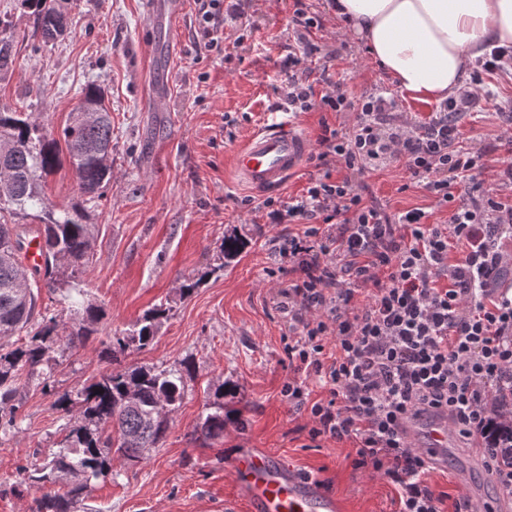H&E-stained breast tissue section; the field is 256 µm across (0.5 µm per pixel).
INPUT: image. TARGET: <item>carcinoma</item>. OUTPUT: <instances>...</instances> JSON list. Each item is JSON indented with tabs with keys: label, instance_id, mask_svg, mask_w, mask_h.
I'll use <instances>...</instances> for the list:
<instances>
[{
	"label": "carcinoma",
	"instance_id": "cac0c4a2",
	"mask_svg": "<svg viewBox=\"0 0 512 512\" xmlns=\"http://www.w3.org/2000/svg\"><path fill=\"white\" fill-rule=\"evenodd\" d=\"M35 8L37 25L46 39L63 34V13L55 0H22ZM83 101L71 113L62 130V140L32 119L27 112L0 111V339L25 335V341L11 349L0 346V430L16 426L12 404L24 371L59 364L64 348L78 338L99 333L100 310L76 299L82 295L81 275L90 260L95 225L86 223L80 208L56 211L47 206L45 179L60 166V151L66 149L78 177L81 195L93 202L112 180V116L103 105L100 90L90 85L82 91ZM65 147H60V144ZM37 211V234L44 256L42 269L29 275L18 253L22 250L19 230L8 218L26 217ZM245 241L224 238L219 251L225 260L237 257ZM61 292L72 313V324L39 309L41 287ZM169 309L162 306L144 313L135 329L110 339L112 359L132 349L148 347L159 332ZM192 360L183 358L162 369L135 366L103 371L92 383L65 393L58 407L70 417L71 429L58 449L34 469L31 480L39 484H61L63 494L45 493L36 500L33 512H73L83 499L91 480L108 473L112 454L129 460L140 459L164 438L169 415L184 397V376L191 373ZM237 387L218 385L216 400L210 403L201 433L206 438L224 434L234 415H224V397L235 396Z\"/></svg>",
	"mask_w": 512,
	"mask_h": 512
}]
</instances>
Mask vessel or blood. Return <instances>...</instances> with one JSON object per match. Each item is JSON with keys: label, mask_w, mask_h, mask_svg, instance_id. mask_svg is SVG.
I'll use <instances>...</instances> for the list:
<instances>
[{"label": "vessel or blood", "mask_w": 512, "mask_h": 512, "mask_svg": "<svg viewBox=\"0 0 512 512\" xmlns=\"http://www.w3.org/2000/svg\"><path fill=\"white\" fill-rule=\"evenodd\" d=\"M182 0H149L146 11L150 27L163 26L179 14ZM309 150L304 136L290 127L265 128L253 135L233 156L237 176L257 190H276L298 169ZM407 432L420 451L430 454L436 467H443L454 444L448 420L428 415L413 420ZM238 499L224 502V512H236L245 501L250 512H343L341 499L319 484L297 475L274 453L260 449L245 452L225 469Z\"/></svg>", "instance_id": "b4317fda"}]
</instances>
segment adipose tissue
<instances>
[{
  "label": "adipose tissue",
  "mask_w": 512,
  "mask_h": 512,
  "mask_svg": "<svg viewBox=\"0 0 512 512\" xmlns=\"http://www.w3.org/2000/svg\"><path fill=\"white\" fill-rule=\"evenodd\" d=\"M335 14L401 93L426 102L446 99L486 50L512 44V0H336Z\"/></svg>",
  "instance_id": "obj_1"
}]
</instances>
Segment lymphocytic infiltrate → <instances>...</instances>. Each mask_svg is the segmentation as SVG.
Wrapping results in <instances>:
<instances>
[{
  "label": "lymphocytic infiltrate",
  "instance_id": "1",
  "mask_svg": "<svg viewBox=\"0 0 512 512\" xmlns=\"http://www.w3.org/2000/svg\"><path fill=\"white\" fill-rule=\"evenodd\" d=\"M196 4L205 49L222 53L224 19L237 17V5ZM293 7L297 50L282 63L275 111L353 112L357 121L349 129L322 122L318 149L308 156L316 173L302 195L263 203L270 223L305 227L279 248L298 274L287 292L288 358L315 373L327 396L309 402L294 379L284 391L296 409H309L311 441L355 442L356 467L390 480L399 512H446L428 483V458L406 435L408 423L429 412L447 415L512 496V298L497 286L508 263L503 241L512 239V200L476 182L486 152L462 147L455 121L481 100L484 76L512 68V46L492 49L470 87L416 126L400 119L394 98L348 96L329 72L335 52H325L318 69L307 67L316 51L309 35L321 19L305 0ZM394 162L448 205L447 223H429L419 209L394 219L365 200V174ZM339 168L345 175L337 179ZM461 183L467 190L458 198L453 189ZM454 248L461 259L450 260ZM362 290L368 300L359 306L354 298Z\"/></svg>",
  "mask_w": 512,
  "mask_h": 512
}]
</instances>
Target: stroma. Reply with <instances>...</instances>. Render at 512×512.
Instances as JSON below:
<instances>
[{
	"label": "stroma",
	"mask_w": 512,
	"mask_h": 512,
	"mask_svg": "<svg viewBox=\"0 0 512 512\" xmlns=\"http://www.w3.org/2000/svg\"><path fill=\"white\" fill-rule=\"evenodd\" d=\"M322 19L313 43L336 52L330 72L350 97L379 91L395 94L408 121L428 122L437 102L398 93L370 56L367 46L336 19L326 0H305ZM169 33L147 29L145 0H56L66 17L64 36L45 40L32 10L21 0H0V39L15 55L0 69V111L32 113L61 132L76 110L82 89L96 85L112 114V181L102 196L84 202L69 160L48 177L46 194L59 209L85 204L96 232L92 256L82 276L87 299L102 311L100 333L68 349L43 390L41 377L22 376L15 429L0 432V512H32L45 491L30 479L36 460L55 451L65 433L66 415L58 395L84 385L109 369V337L129 332L148 309L170 312L153 343L126 353L123 366L162 368L193 357L196 369L185 380L180 407L160 447L143 460L113 459L111 475L92 481L83 501L89 512H217L235 488L226 466L252 448L274 452L305 478L340 497L344 512H396L397 493L386 478L354 465L351 442L313 443L308 411H296L283 387L303 380L311 400L325 398L315 376L295 371L288 359V306L283 296L296 275L275 254V241L300 233L298 224H272L258 204L264 193L234 174L232 156L254 132L290 124L316 143L321 115L296 117L274 111L273 87L284 80L281 62L293 41L292 0H241L239 17L224 26L225 52L201 50L194 0ZM253 34L235 39L242 26ZM172 49L169 75L153 73V52L162 38ZM493 98L476 113L460 115L463 147L488 151L480 176L484 187L502 195L497 173L507 157L512 124V73L485 79ZM365 197L387 214L419 208L443 223L448 209L423 184L411 180L402 164L366 174ZM236 235L249 246L223 271L218 247ZM202 277L194 293L180 297L179 286ZM236 384L225 410L247 421L227 425L223 437L199 438L197 430L218 384ZM472 483L483 499L501 493L470 449H459L447 470L430 478L434 490L453 506L461 481Z\"/></svg>",
	"instance_id": "35a3bbf8"
}]
</instances>
